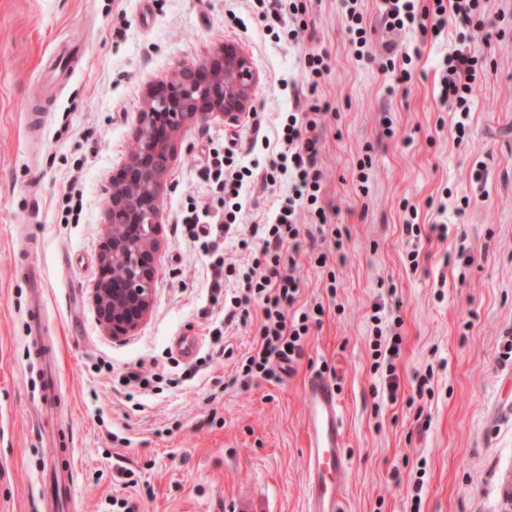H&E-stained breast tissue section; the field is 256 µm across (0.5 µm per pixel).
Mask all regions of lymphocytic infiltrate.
I'll use <instances>...</instances> for the list:
<instances>
[{
    "label": "lymphocytic infiltrate",
    "mask_w": 512,
    "mask_h": 512,
    "mask_svg": "<svg viewBox=\"0 0 512 512\" xmlns=\"http://www.w3.org/2000/svg\"><path fill=\"white\" fill-rule=\"evenodd\" d=\"M380 20L386 32L418 31L430 35L432 41L444 38L448 24L485 28L483 0H381ZM345 24L351 35L353 54L360 59L381 58L383 69L399 68V82L411 80L412 56L399 50L398 42L383 41L380 51L370 46L364 16L356 7H349ZM485 61L474 53L454 49L443 52L436 60L440 75L438 101L442 110L467 112L471 109L473 92L484 74ZM327 106L308 105L287 113L278 133L280 150L270 170L254 175L245 166L237 165L233 156L212 159L205 170L224 192L222 210L211 205L192 207L182 218L191 238H202L204 251L216 253L219 242L240 218L243 204L239 200L244 181L258 179L263 190L288 188V203L279 207L266 222L249 227L242 247L254 250L257 271L242 285L234 298L235 308L228 318H235L237 308L259 303L263 322L259 338L248 350L240 366L243 379L254 377L267 381L280 378L281 365L302 356L303 342L309 332V315L292 317L291 309L298 301L300 285L293 273L295 255L301 250L302 211L314 213L319 224H327V210L320 203L323 172L318 166L321 153L320 134L327 121Z\"/></svg>",
    "instance_id": "lymphocytic-infiltrate-1"
}]
</instances>
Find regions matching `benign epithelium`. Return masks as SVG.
<instances>
[{
	"label": "benign epithelium",
	"mask_w": 512,
	"mask_h": 512,
	"mask_svg": "<svg viewBox=\"0 0 512 512\" xmlns=\"http://www.w3.org/2000/svg\"><path fill=\"white\" fill-rule=\"evenodd\" d=\"M257 81L247 52L226 44L210 64L184 66L147 88L135 128L137 147L112 177L99 276L92 288L96 312L112 338L131 335L153 309L154 255L174 140L196 122L245 115Z\"/></svg>",
	"instance_id": "7a95c632"
}]
</instances>
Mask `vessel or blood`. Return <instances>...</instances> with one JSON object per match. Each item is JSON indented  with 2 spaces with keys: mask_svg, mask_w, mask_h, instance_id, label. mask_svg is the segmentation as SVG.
I'll return each mask as SVG.
<instances>
[{
  "mask_svg": "<svg viewBox=\"0 0 512 512\" xmlns=\"http://www.w3.org/2000/svg\"><path fill=\"white\" fill-rule=\"evenodd\" d=\"M33 351L41 369V405L54 407L59 394L57 353L55 346L46 345L44 334V301L35 296L31 309ZM307 407L306 432L310 447L307 477V512H343L341 475L349 466V456L343 440L342 408L332 380L314 375L304 386ZM41 495L46 504L55 500L74 503L77 496V466L73 449H66L63 458L46 464Z\"/></svg>",
  "mask_w": 512,
  "mask_h": 512,
  "instance_id": "b4317fda",
  "label": "vessel or blood"
}]
</instances>
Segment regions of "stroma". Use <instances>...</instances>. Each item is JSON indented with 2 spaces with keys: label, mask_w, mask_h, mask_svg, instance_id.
<instances>
[{
  "label": "stroma",
  "mask_w": 512,
  "mask_h": 512,
  "mask_svg": "<svg viewBox=\"0 0 512 512\" xmlns=\"http://www.w3.org/2000/svg\"><path fill=\"white\" fill-rule=\"evenodd\" d=\"M485 6L487 31L452 26L444 44L402 34L421 58L398 84L380 61L354 57L345 0H311L296 41L274 39L253 0H0V512H45L37 487L56 450L40 436L46 417L69 433L75 512H306L303 388L315 373L334 381L343 408L344 512H512V0ZM227 44L259 75L253 112L197 123L177 142L154 308L112 339L91 288L107 191L132 152L142 98L176 64L204 63ZM448 48L487 59L462 136L437 101L434 60ZM312 50L330 56L314 92L331 105L319 165L346 235L334 246L303 212L311 237L296 257V308L324 313L280 381L244 382L236 370L262 312L249 305L245 321L225 325L210 258L180 219L221 204L202 172L210 150L232 145L254 173L271 168ZM256 120L269 145H252ZM412 219L420 238L403 229ZM440 222L444 240L430 231ZM24 256L43 277L59 348L61 402L48 415L29 338L33 290L16 267ZM379 304L384 336L402 339L393 400L372 366ZM130 370L162 373L161 390L126 398ZM122 467L135 486L122 485Z\"/></svg>",
  "instance_id": "35a3bbf8"
}]
</instances>
